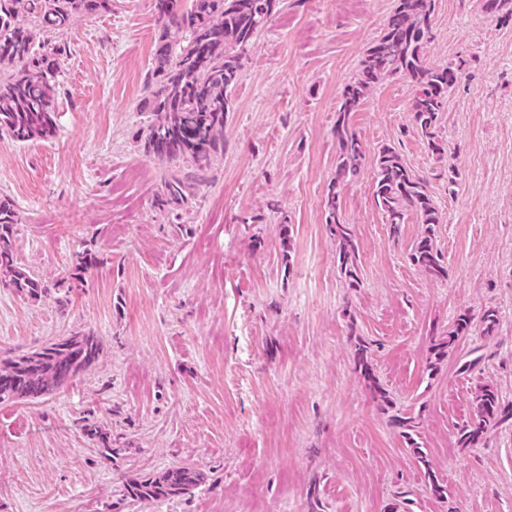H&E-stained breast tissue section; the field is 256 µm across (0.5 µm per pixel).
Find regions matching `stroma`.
I'll list each match as a JSON object with an SVG mask.
<instances>
[{
	"mask_svg": "<svg viewBox=\"0 0 512 512\" xmlns=\"http://www.w3.org/2000/svg\"><path fill=\"white\" fill-rule=\"evenodd\" d=\"M393 5L278 8L241 56L224 153L179 218L157 203L167 164L133 138L151 121L139 103L155 0H112L67 32L55 138H0L17 257L47 287L37 299L0 287V356L89 329L103 347L49 397L0 404V512H512V426L458 444L476 388L512 401V26L482 0H436L425 61L462 66L443 156L412 128L410 80L379 83L351 116L366 158L338 206L359 246L357 283L326 224L341 92ZM383 145L429 181L445 280L409 260L421 225L392 229L375 203ZM486 308L496 334L471 333L430 368L433 338ZM360 345L386 399L356 368ZM396 415L416 419L447 499ZM94 427L111 433L113 458ZM173 466L202 482L160 502L125 496L129 477ZM393 423L397 426V428L402 429L401 433L405 436L406 439L409 440L413 454L416 456L419 462L425 465V477H427L429 486L431 491L435 496L440 498L446 495L444 486L439 482L438 478L433 474L430 463L426 459L425 453L422 448H420L417 441L413 438V433L415 432L416 422L412 417H404V416H395L393 419Z\"/></svg>",
	"mask_w": 512,
	"mask_h": 512,
	"instance_id": "35a3bbf8",
	"label": "stroma"
}]
</instances>
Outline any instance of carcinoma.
<instances>
[{
  "label": "carcinoma",
  "mask_w": 512,
  "mask_h": 512,
  "mask_svg": "<svg viewBox=\"0 0 512 512\" xmlns=\"http://www.w3.org/2000/svg\"><path fill=\"white\" fill-rule=\"evenodd\" d=\"M285 0H192L182 9L177 0H156L161 33L147 94L140 111L152 115L148 126L136 132L144 152L172 166L164 179L158 205L184 207L205 183L206 172L224 153V120L233 111L232 91L239 84L241 54L268 25ZM436 0H395L384 32L366 51L357 77L347 84L337 110L338 145L336 181L359 171L365 148L351 127V114L372 89L392 76H404L416 85L411 104L412 127L441 157L445 147L438 136L449 95L461 79V67L427 66L424 49L433 40L432 17ZM112 0H0V133L16 142L49 140L56 134L58 60L68 45L47 38L61 34L80 16L106 13ZM338 192L330 190L327 224L338 245L341 272L349 285L357 282L358 245L337 205ZM374 199L385 222L396 228L415 217L423 226L410 260L426 276L448 277V268L434 243V226L441 223L439 208L428 190V180L413 170L391 146L374 159ZM17 213L0 201V284L29 298L46 291L42 282L17 259L14 227ZM470 313L458 316L448 334L431 346L434 367L448 357L461 336L472 332ZM481 335H494L499 320L493 308L479 317ZM102 350L92 331L74 332L40 349L0 360V404L49 395L68 380L92 367ZM362 376L382 399L385 389L372 373L365 348L356 351ZM512 420V401L497 389L481 385L472 397V417L459 430L463 448L481 445L490 429ZM393 423L409 440L413 454L425 465V477L434 495H446L433 474L422 448L413 438L416 422L396 416ZM88 433L102 454L110 457L111 435L96 428ZM200 474L186 467L168 468L152 477H131L127 496L139 501L169 499L187 493Z\"/></svg>",
  "instance_id": "obj_1"
}]
</instances>
